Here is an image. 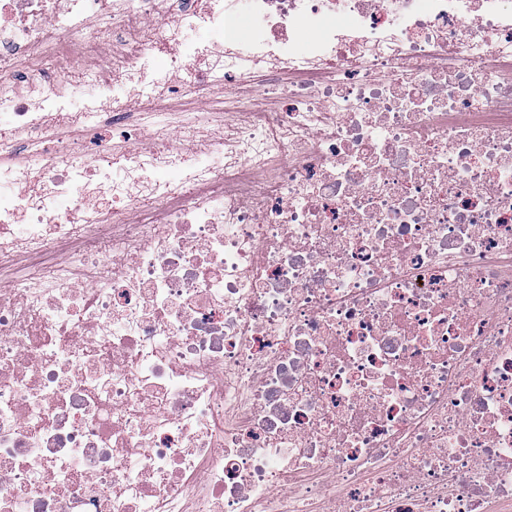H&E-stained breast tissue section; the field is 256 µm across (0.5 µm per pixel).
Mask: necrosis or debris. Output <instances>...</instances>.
<instances>
[{
    "mask_svg": "<svg viewBox=\"0 0 512 512\" xmlns=\"http://www.w3.org/2000/svg\"><path fill=\"white\" fill-rule=\"evenodd\" d=\"M4 119L0 512H512V0H0Z\"/></svg>",
    "mask_w": 512,
    "mask_h": 512,
    "instance_id": "obj_1",
    "label": "necrosis or debris"
}]
</instances>
